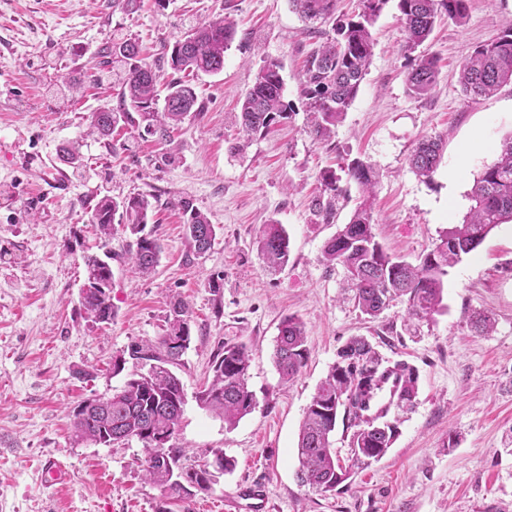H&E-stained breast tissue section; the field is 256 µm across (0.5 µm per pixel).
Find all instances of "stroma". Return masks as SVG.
Returning <instances> with one entry per match:
<instances>
[{"instance_id":"stroma-1","label":"stroma","mask_w":512,"mask_h":512,"mask_svg":"<svg viewBox=\"0 0 512 512\" xmlns=\"http://www.w3.org/2000/svg\"><path fill=\"white\" fill-rule=\"evenodd\" d=\"M229 16L237 34L224 69L192 78L203 111L190 113L172 146L139 139L125 128L111 143L89 133L91 117L118 103L109 77L69 90L65 79L99 71L98 51L122 32L145 62L171 78L162 56L186 25ZM512 22V0H472L465 24L438 20L426 47L439 59L430 96L412 97L408 60L394 0L374 26L376 44L358 93L330 138L308 131L304 61L330 36L331 23L308 34L288 0H142L133 13L112 0H0V512H157L160 492L138 463L143 445L75 441L71 411L89 397L120 389L134 363L113 374L112 361L133 342L163 332L172 296L192 310L190 348L177 370L188 402L172 440L185 464L222 449L235 466L213 489L172 505V512H222L244 484L259 486L272 512H512V224L495 228L444 279V310L407 321L394 304L365 318L346 298V274L329 266L325 243L347 223L359 188L347 166L360 160L379 172L373 219L387 253L416 262L440 231L462 222L469 192L502 140L512 135V85L486 97L466 95L459 66L479 44ZM281 65L288 119L254 136L243 153L231 114L263 61ZM439 137L444 157L432 179L408 158L418 138ZM80 143L84 171L62 164L63 146ZM175 151L177 160L164 156ZM342 194L336 216L312 208L324 170ZM116 198L158 196L148 229L163 251L154 275L125 258L131 240L116 228L110 245L117 316L92 326L79 305L83 257L100 240L91 222L100 191ZM180 198L191 199L216 227L211 249L188 259ZM283 224L289 260L269 271L257 237L268 221ZM222 275L221 299L207 280ZM493 315V331L471 330L473 312ZM305 325L309 357L281 383L274 339L281 319ZM353 336H365L386 358L419 370V390L399 436L379 462L347 487L319 493L299 484L297 440L319 382ZM245 344L258 406L234 428L200 409L194 396L210 376L219 345ZM53 456L71 464L69 481L45 486L38 464Z\"/></svg>"}]
</instances>
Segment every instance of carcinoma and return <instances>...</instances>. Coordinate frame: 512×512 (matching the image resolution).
Here are the masks:
<instances>
[{
    "instance_id": "1",
    "label": "carcinoma",
    "mask_w": 512,
    "mask_h": 512,
    "mask_svg": "<svg viewBox=\"0 0 512 512\" xmlns=\"http://www.w3.org/2000/svg\"><path fill=\"white\" fill-rule=\"evenodd\" d=\"M289 2L308 23L332 22L333 36L312 50L305 61V93L312 108L310 134L323 141L356 97L371 61L373 26L389 0H359L358 12L341 18L335 16L336 0ZM470 2L397 0L411 96L420 99L429 95L439 75L437 57H415L413 53L429 39L438 17L446 15L460 25L465 23ZM235 34L236 24L227 17L199 23L176 40L165 53L166 62L175 74H217L224 69V52ZM139 54L137 43L128 37L112 40L101 52L104 65L118 70L121 92L117 107L94 113L92 127L102 138L126 126L141 128L156 141L170 144L185 116L202 111L203 103L188 82L175 77L167 84L164 105L158 106L159 70L143 62ZM280 69L275 60L264 62L243 96L238 120L244 136L261 134L289 117ZM459 74L463 91L473 96L490 95L512 84V23L503 26L495 41L476 46L461 63ZM443 151L441 139L424 136L418 139L409 164L417 175L429 179L441 163ZM348 176L361 190L360 201L349 222L326 242L324 257L329 265L345 270L349 300L369 319L378 318L397 299L406 302L411 319H429L440 312L448 269L475 250L492 230L512 223V135L501 143L496 160L474 180L469 213L461 223L441 231L416 264L389 256L376 238L372 206L378 173L374 167L355 160L348 166ZM323 181L329 197L315 199L314 208L329 220L334 217L340 189L333 171L324 173ZM179 205L187 216L189 252L200 257L211 248L215 225L191 200L182 199ZM153 209L154 204L143 194L121 200L102 195L92 215L105 239L111 237L116 220L135 236L127 254L143 275L156 271L162 252L159 239L144 233ZM258 248L269 269L279 271L287 266L289 240L276 221L263 225ZM111 260L110 251L103 258L95 254L83 257L86 279L81 305L93 323L110 324L116 315ZM191 339L190 307L177 297L170 302L162 336L135 342L127 355L112 361L114 375L123 371L128 357L147 365V371L132 375L109 396L106 405L87 398L79 401L71 414L74 434L80 441L102 445L140 441L145 450L142 476L157 487L165 503L208 493L214 484L209 471L183 468V449L158 443L177 433L184 415V387L175 369L182 365ZM273 357L283 382L292 380L305 365L306 333L298 317L288 315L281 320ZM249 368L247 346L225 343L212 361L211 378L196 395L198 406L224 419L230 428L252 414L258 402L249 385ZM418 383L415 366L383 358L364 336L348 339L305 410L297 443L300 483L318 492H332L349 479L352 468L381 459L399 434L400 413L413 404ZM339 422L350 431L346 459L339 458L330 441Z\"/></svg>"
}]
</instances>
